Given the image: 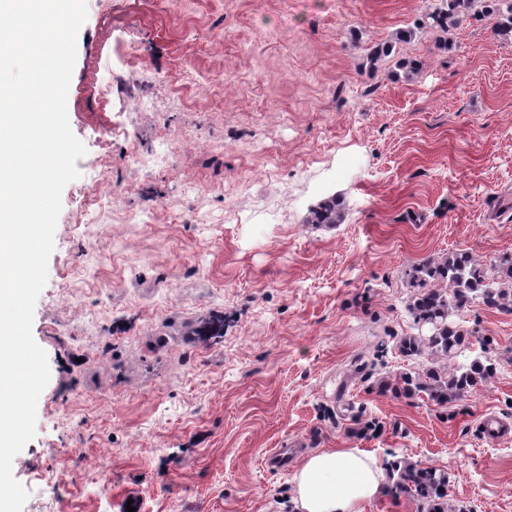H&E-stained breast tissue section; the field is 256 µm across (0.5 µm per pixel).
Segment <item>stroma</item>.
<instances>
[{
  "mask_svg": "<svg viewBox=\"0 0 512 512\" xmlns=\"http://www.w3.org/2000/svg\"><path fill=\"white\" fill-rule=\"evenodd\" d=\"M67 112L85 154L32 335L50 380L13 461L23 512H291L305 454L447 470L450 512H512V312L457 321L497 370L463 401L421 371L412 265L512 254V44L427 0H86ZM397 57L367 47L399 31ZM341 223L312 224L324 200ZM291 450L271 472L273 449ZM414 32L410 29L402 30L396 33V36L390 42L370 47L367 49V62L370 67H376L386 57L392 53V49L396 44L406 42L413 38Z\"/></svg>",
  "mask_w": 512,
  "mask_h": 512,
  "instance_id": "1",
  "label": "stroma"
}]
</instances>
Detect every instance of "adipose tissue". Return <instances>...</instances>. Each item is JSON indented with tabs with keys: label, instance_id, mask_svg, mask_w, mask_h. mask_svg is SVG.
I'll return each mask as SVG.
<instances>
[{
	"label": "adipose tissue",
	"instance_id": "ef3b65f1",
	"mask_svg": "<svg viewBox=\"0 0 512 512\" xmlns=\"http://www.w3.org/2000/svg\"><path fill=\"white\" fill-rule=\"evenodd\" d=\"M295 512H363L385 489L375 459L350 448L307 455L293 475Z\"/></svg>",
	"mask_w": 512,
	"mask_h": 512
}]
</instances>
